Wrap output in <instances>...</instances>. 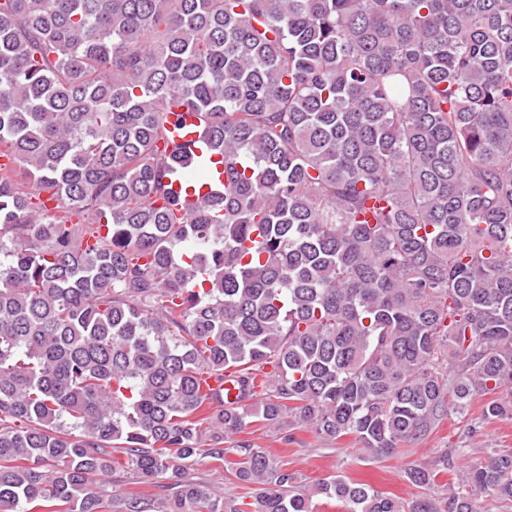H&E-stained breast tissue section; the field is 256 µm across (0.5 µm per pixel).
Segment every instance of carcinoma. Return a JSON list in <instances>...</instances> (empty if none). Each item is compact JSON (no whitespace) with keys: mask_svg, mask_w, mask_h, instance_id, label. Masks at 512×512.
<instances>
[{"mask_svg":"<svg viewBox=\"0 0 512 512\" xmlns=\"http://www.w3.org/2000/svg\"><path fill=\"white\" fill-rule=\"evenodd\" d=\"M477 395L512 419V0H0V512H481L512 450L406 500L244 436L391 456ZM187 468L189 478L206 485L211 492L223 497L224 500L233 499L246 492H253V490L242 488L243 485L228 474L223 462L204 458ZM105 488L107 494L117 493H139L149 497H155L164 492L158 486L144 484L137 477L126 472H116L108 476H103L99 480Z\"/></svg>","mask_w":512,"mask_h":512,"instance_id":"cac0c4a2","label":"carcinoma"}]
</instances>
